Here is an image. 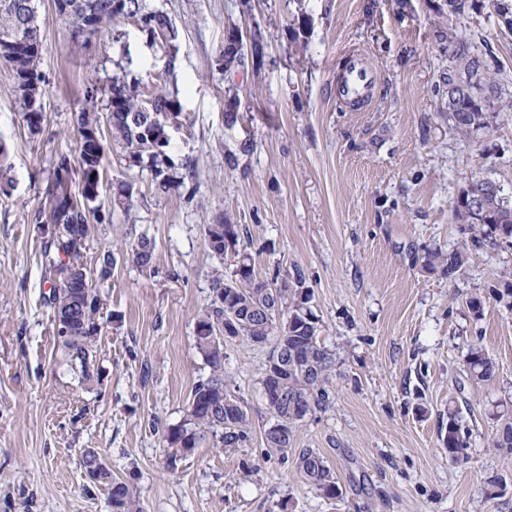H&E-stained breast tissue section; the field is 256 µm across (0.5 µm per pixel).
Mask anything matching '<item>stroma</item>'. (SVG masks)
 Instances as JSON below:
<instances>
[{
	"label": "stroma",
	"instance_id": "stroma-1",
	"mask_svg": "<svg viewBox=\"0 0 512 512\" xmlns=\"http://www.w3.org/2000/svg\"><path fill=\"white\" fill-rule=\"evenodd\" d=\"M440 2L151 0L180 31L173 57L127 19L116 23L121 41L100 35L75 47L53 0H37L40 134H29L0 62V140L14 180L0 198V512H111L107 484L83 467L88 450L136 489L142 512H512V455L491 447L498 406L512 401V295L500 278L512 246L475 250L453 282L422 266L426 251L460 240L453 207L472 177L512 195V112L474 143L450 131ZM467 17L491 68L512 75V40L499 36L488 0ZM232 26L260 31V69L219 67ZM358 60L378 78L350 101L340 91ZM127 72L149 94L176 80L183 125L171 155L194 161L195 194H157L112 145L104 181L132 182V210L98 225L81 262L94 270L100 253L130 249L144 231L155 255L149 268L119 260L103 288L102 384L90 389L57 349L34 215L54 159L76 152L87 87ZM223 216L246 229L257 276L305 274L336 352L335 400L299 422L292 447L321 452L339 479L336 497L263 459L261 443L227 451L206 441L177 455L164 438L208 373L195 318L216 264L204 228ZM473 296L481 313L467 304ZM475 341L496 363L481 384L463 370ZM224 353L263 432L267 350L228 339ZM452 400L469 432L463 466L440 440ZM247 464L259 473L244 475ZM496 474L506 490L489 485Z\"/></svg>",
	"mask_w": 512,
	"mask_h": 512
}]
</instances>
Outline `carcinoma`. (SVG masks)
<instances>
[{"instance_id":"carcinoma-1","label":"carcinoma","mask_w":512,"mask_h":512,"mask_svg":"<svg viewBox=\"0 0 512 512\" xmlns=\"http://www.w3.org/2000/svg\"><path fill=\"white\" fill-rule=\"evenodd\" d=\"M446 10H437L448 22V86L455 78L478 67L492 96L482 98L461 93L448 94V125L459 137L470 139L474 130L488 119L491 103L497 102L512 111V82L503 75H492L474 34L468 32L464 20L469 0H444ZM56 12L65 17L75 44L82 43L81 30L91 28L95 35L113 31L112 40L119 41L122 32L112 30L114 21L123 18L137 23L150 44L157 43L177 54L179 31L168 13L149 8L147 0H54ZM499 31L512 37V0H493ZM23 27L26 41L18 47L0 46V59L12 72L18 108L28 131L40 133L45 112L35 109L42 101V76L38 71L41 55L40 25L36 24L34 0H0V27ZM239 28L230 27L224 41L232 45L221 51L220 65L244 67L260 63L263 43L259 31L249 39L234 40ZM179 91L161 92L148 97L136 78L115 76L106 90V115L98 111L94 90L86 91L83 107L75 116L74 133L77 156L58 155L45 191L47 225L43 231L42 251L44 280L50 283L46 303L52 315V326L58 347L67 363L85 385L100 384L95 369L96 343L101 334V285L112 277L115 255L109 251L99 258L95 275L87 273L79 262L86 250L95 225L108 220L101 205L104 163L111 143L121 144L126 152L128 168L147 171L151 186L158 194H169L186 187L195 178L194 164L187 160L175 164L169 155L170 140L163 125L167 114L182 113ZM490 179L477 178L457 198L454 207L458 223L468 239L448 250L441 248L425 253L424 266L438 269L454 282L469 267L470 246L498 247L512 245V196L490 195ZM112 204L129 211L133 185L119 181L111 185ZM483 197L487 210L480 216L466 212L469 203ZM212 254L220 261L233 254L235 263L230 273L215 270L211 278V302L197 316L195 344L209 367L206 377L193 389L185 418L166 431V440L178 453H188L211 438L230 450L249 448L254 434L247 401L232 377L224 371V339L229 332L252 346L270 345L260 384L274 386L288 397V406L270 412V426L261 437L264 456L277 455L288 460V448L294 438L302 414L325 410L331 401L330 387L336 366L335 352L322 339L319 317L310 305L306 279L301 270L293 276L276 270L272 276L260 278L254 261L247 252L242 225L224 217L205 227ZM154 241L145 232L131 248V261L140 268L152 266ZM72 278L69 286L61 282ZM464 368L472 382L480 384L495 375V362L481 343L469 345ZM448 427L441 436L448 459L465 461L468 438L460 424L456 402L448 400ZM499 426L492 447L501 454H512V410L504 407L498 415ZM100 457L88 450L83 455L87 473H98L97 480L109 486L112 512H140L139 498L130 485L112 479L109 469L99 467ZM294 470L304 484L327 498L339 490L335 470L314 448H303L293 461Z\"/></svg>"}]
</instances>
